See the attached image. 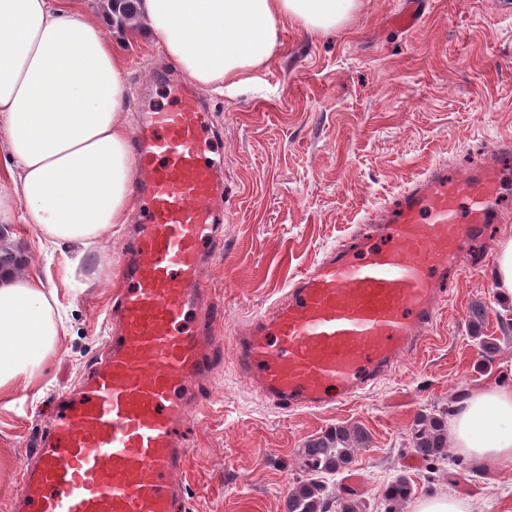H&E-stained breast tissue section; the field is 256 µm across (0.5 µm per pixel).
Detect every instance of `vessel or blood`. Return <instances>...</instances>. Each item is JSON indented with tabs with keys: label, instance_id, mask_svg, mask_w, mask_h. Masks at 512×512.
<instances>
[{
	"label": "vessel or blood",
	"instance_id": "vessel-or-blood-1",
	"mask_svg": "<svg viewBox=\"0 0 512 512\" xmlns=\"http://www.w3.org/2000/svg\"><path fill=\"white\" fill-rule=\"evenodd\" d=\"M174 108L144 112L132 138L134 194L145 207L113 301L119 321L79 392L52 411L24 463L12 512H184L189 450L176 435L219 342L202 262L224 222L210 114L185 84ZM496 165L449 181L434 167L326 253L236 341V365L262 398L321 409L373 388L433 328L449 271L497 219Z\"/></svg>",
	"mask_w": 512,
	"mask_h": 512
}]
</instances>
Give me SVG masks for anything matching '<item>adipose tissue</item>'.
Segmentation results:
<instances>
[{
    "instance_id": "1",
    "label": "adipose tissue",
    "mask_w": 512,
    "mask_h": 512,
    "mask_svg": "<svg viewBox=\"0 0 512 512\" xmlns=\"http://www.w3.org/2000/svg\"><path fill=\"white\" fill-rule=\"evenodd\" d=\"M362 0H137L151 44L195 84L223 93L274 60L286 22L336 29ZM125 66L85 0H0V125L9 183L0 223L54 244H92L131 217L133 165L122 120ZM54 290L0 277V402L38 383L58 348ZM449 433L463 457L512 465V385L458 402Z\"/></svg>"
}]
</instances>
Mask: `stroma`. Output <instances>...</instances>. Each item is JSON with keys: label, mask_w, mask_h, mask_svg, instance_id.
<instances>
[{"label": "stroma", "mask_w": 512, "mask_h": 512, "mask_svg": "<svg viewBox=\"0 0 512 512\" xmlns=\"http://www.w3.org/2000/svg\"><path fill=\"white\" fill-rule=\"evenodd\" d=\"M407 28L406 0H364L336 31L290 22L280 51L250 81L205 98L223 129L224 236L205 266L211 328L221 347L181 435L190 450L186 512H284L288 492L307 475L298 451L339 425L369 437L349 470L323 476L331 512L349 495L358 512H384L381 494L406 477L413 498L466 500L470 512H512V466L478 465L446 450L426 462L415 453L419 415L452 408L460 396L505 380L512 359V299L493 282V255L512 237V152L497 158L498 220L471 249L480 266L449 275L433 333L436 343L402 354L377 386L345 405L283 410L261 398L237 370L235 331L266 312L303 272L363 233L368 216L388 207L431 165L449 178L481 165L496 141L512 136V0H418ZM92 17L107 11L92 0ZM126 60L129 127L144 107L165 104L178 68L132 26H104ZM132 231L104 235L85 252L57 248L23 224L8 236L23 251L22 270L57 291L66 334L43 376L36 406L0 407V512H11L23 465L45 436L48 404L77 384L105 351L112 298L123 285ZM483 304L481 331L469 321ZM496 338L485 359L478 335Z\"/></svg>", "instance_id": "obj_1"}]
</instances>
